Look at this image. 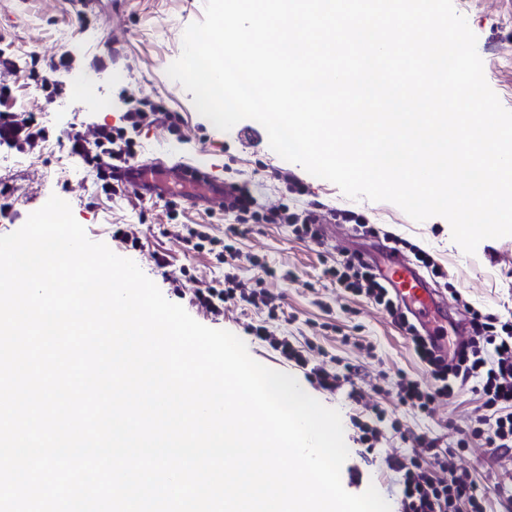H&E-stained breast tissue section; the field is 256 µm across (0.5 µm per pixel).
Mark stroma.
Masks as SVG:
<instances>
[{
	"mask_svg": "<svg viewBox=\"0 0 512 512\" xmlns=\"http://www.w3.org/2000/svg\"><path fill=\"white\" fill-rule=\"evenodd\" d=\"M453 5L477 36L487 83L512 110V0H453ZM204 7L205 0H0V38L9 42L18 64L7 77L13 88L10 103L35 113L47 133L45 142L33 149L0 147V188L8 187L12 204L6 215H0V235L18 230L50 196L67 201L90 240L134 260L167 300L186 306L207 327L234 333L254 360L294 376L310 396L339 410L349 441V457L341 470L344 489L359 494L372 485L387 494L390 472L380 462L361 458L353 441L351 418L356 408L309 381L305 369L269 345L255 342L246 327L264 320L274 334L308 338L306 355L311 362L326 356L357 361L371 382L381 372L391 378L403 373L425 379V367L389 314L364 297L344 295L325 276V269L352 254L383 263L387 233L405 240V258H412L416 246L429 252L446 274L448 286L442 294L449 303L444 326L453 343L468 336L464 304L503 318L512 316V236L484 240L475 254H465L453 242L444 218L418 223L393 203L347 197L335 184L279 157L259 122L246 119L230 131L216 129L196 110L192 94L166 73L182 52L185 28L202 20ZM64 53L70 55L71 65L54 68ZM47 82L59 87L58 95H47ZM135 99L159 103L170 115L166 121H145L133 133L138 158L184 165L202 161L219 180L246 188L261 207L280 205L316 217L321 234L317 241L298 236L287 225L262 222L238 239V275L248 284L263 280L278 306L275 319H268L263 308L229 305L223 315L213 317L189 304L194 289L224 277L219 254L224 228L234 217L223 207L161 194L142 196L130 188L105 196L97 191L93 173L69 155L67 132L86 131L88 123L102 119L117 124ZM350 214L371 225L373 234H353L346 220ZM126 224L137 230L140 248L115 237V230ZM201 224L212 242L190 249L180 235L186 227ZM158 256L165 259V267L155 265ZM173 273L184 276L183 296H175L167 280ZM455 290L461 301L451 300ZM362 342L372 343L373 351L359 350ZM480 405L478 395L458 391L438 406L437 416L450 422L449 440H456L459 430L471 424ZM456 464L474 473L483 488L512 484V454L492 457L474 442L460 452Z\"/></svg>",
	"mask_w": 512,
	"mask_h": 512,
	"instance_id": "35a3bbf8",
	"label": "stroma"
}]
</instances>
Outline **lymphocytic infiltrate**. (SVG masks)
<instances>
[{"mask_svg": "<svg viewBox=\"0 0 512 512\" xmlns=\"http://www.w3.org/2000/svg\"><path fill=\"white\" fill-rule=\"evenodd\" d=\"M45 130L33 114L23 111L0 113V145L14 147L35 145L44 140ZM71 155L79 158L95 174L98 189L108 195L121 192L119 183L107 175L108 169L134 161L135 154L126 145L123 128L109 123H96L90 135L71 132L67 135ZM254 205L247 194H240L234 210L241 221L228 225L224 232V262L229 270L223 281L193 294L195 304L218 315L225 304L264 306L274 309L273 298L261 285L246 286L238 280L230 267L238 258L234 247L237 237L248 232L243 223ZM327 273L338 286L352 295H362L384 308L409 334L417 359L426 366V381L399 377L388 387L405 413L412 416H431L437 400L450 398L455 391L471 390L483 399L482 413L464 437L455 445H448L442 436L431 430L402 428L398 419L389 416L380 404H366L364 391L359 386L361 368L347 362L330 367L326 364L308 365L301 350L288 338L273 336L266 326L249 325L248 331L256 339L280 350L288 360L309 369V375L329 393L344 392L363 415L353 418L358 430L356 441L365 453H381L380 446L389 436H396L408 444L407 452L381 454V462L398 476L397 512H488L490 502H497L499 512H512V487L497 486L494 495L473 479L471 473L456 465L455 459L470 440H479L490 454L512 453V321L482 313L467 307L472 332L453 357L436 354L415 324L410 323L396 301L388 284L373 266L347 257L328 268Z\"/></svg>", "mask_w": 512, "mask_h": 512, "instance_id": "f902f5d3", "label": "lymphocytic infiltrate"}]
</instances>
